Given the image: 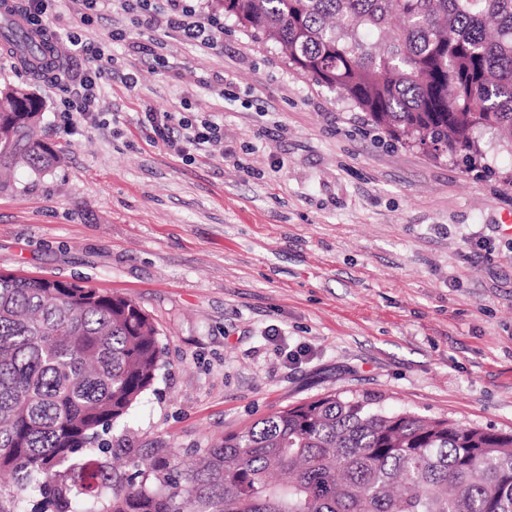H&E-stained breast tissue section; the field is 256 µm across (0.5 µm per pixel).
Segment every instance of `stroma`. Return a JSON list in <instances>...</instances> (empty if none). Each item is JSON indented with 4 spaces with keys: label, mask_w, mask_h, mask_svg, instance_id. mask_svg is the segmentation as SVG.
Returning <instances> with one entry per match:
<instances>
[{
    "label": "stroma",
    "mask_w": 512,
    "mask_h": 512,
    "mask_svg": "<svg viewBox=\"0 0 512 512\" xmlns=\"http://www.w3.org/2000/svg\"><path fill=\"white\" fill-rule=\"evenodd\" d=\"M214 3L193 0L215 23L204 48L168 0H105L89 20L53 0L43 26L62 52L45 76L0 44V82L37 90L38 136L62 158L0 189V271L151 317L165 364L123 424L132 448H210L339 392L512 432V154L484 136L490 170L470 172L390 140ZM73 32L113 61L77 123L67 92L93 62ZM151 112L215 121L222 139L177 157Z\"/></svg>",
    "instance_id": "obj_1"
}]
</instances>
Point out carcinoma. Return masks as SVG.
<instances>
[{"label":"carcinoma","mask_w":512,"mask_h":512,"mask_svg":"<svg viewBox=\"0 0 512 512\" xmlns=\"http://www.w3.org/2000/svg\"><path fill=\"white\" fill-rule=\"evenodd\" d=\"M289 63L404 143L512 151V0H217ZM0 42L57 59L0 25ZM33 90L0 85V168L50 171ZM165 348L135 302L0 271V512H512V433L333 393L213 448L101 439L155 384Z\"/></svg>","instance_id":"obj_1"}]
</instances>
